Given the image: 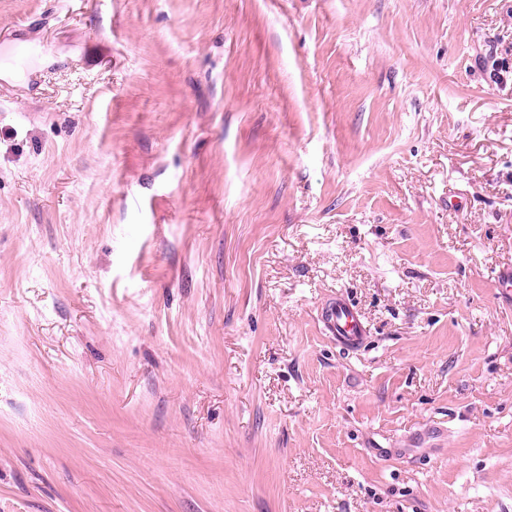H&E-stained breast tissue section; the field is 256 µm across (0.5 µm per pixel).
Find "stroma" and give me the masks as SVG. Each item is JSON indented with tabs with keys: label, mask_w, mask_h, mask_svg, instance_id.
Listing matches in <instances>:
<instances>
[{
	"label": "stroma",
	"mask_w": 512,
	"mask_h": 512,
	"mask_svg": "<svg viewBox=\"0 0 512 512\" xmlns=\"http://www.w3.org/2000/svg\"><path fill=\"white\" fill-rule=\"evenodd\" d=\"M18 29L0 512H512V0H0ZM325 324L346 349L357 348L366 339L367 330L355 306L344 296L333 299L325 310Z\"/></svg>",
	"instance_id": "1"
}]
</instances>
